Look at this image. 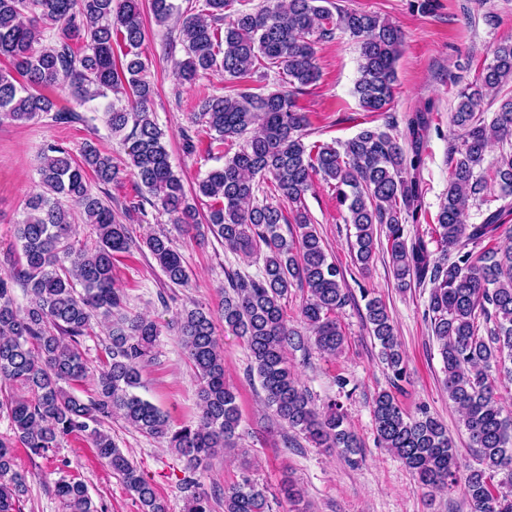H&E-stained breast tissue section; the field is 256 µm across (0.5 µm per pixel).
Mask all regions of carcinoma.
I'll use <instances>...</instances> for the list:
<instances>
[{"instance_id": "obj_1", "label": "carcinoma", "mask_w": 512, "mask_h": 512, "mask_svg": "<svg viewBox=\"0 0 512 512\" xmlns=\"http://www.w3.org/2000/svg\"><path fill=\"white\" fill-rule=\"evenodd\" d=\"M235 0H203L179 16L186 52L177 76L193 83L207 71L224 72L238 82L262 62L288 76L293 90L209 96L201 111L220 141L245 138L241 149L198 179L194 195L173 170L164 131L151 109L153 86L146 79L141 47L144 28L140 0H0V57L12 70H0V120L26 124L52 115L56 122L76 118L62 112L49 93L67 88L81 101L120 94L111 102L106 123L122 138L127 165L150 195L148 203L194 236L212 235L232 251L263 255L259 273L235 274L224 289V328L245 339L264 403L276 420L314 446L338 448L351 463L361 445L334 400L318 409L288 361L287 348H303L301 335L288 326L284 300L290 288L306 291L299 308L314 348L336 357L346 336L338 314L350 301L342 267L328 258L305 206V195L319 175L334 182L336 200L354 226V263L367 270L378 246L386 244L396 285L405 291L430 283L426 316L440 344L448 399L460 415L478 467L461 471L448 427L427 407L409 413L395 392L409 378L405 352L386 304L373 297L363 319L379 345L389 372V388L372 402L377 444L392 453L423 487L464 483L471 512H512V416L504 414L492 371L509 376L512 367V154L501 156L493 174L484 171L493 142L512 140V96L502 99L491 120L482 117L484 100L512 83V39L492 49V61L457 92L451 114L448 189L435 221L420 231L423 196L422 147L432 124L433 105L405 116V141L378 128H365L343 143L304 142L307 114L295 93L319 78L317 41L340 28L360 44L361 63L354 93L367 112H385L393 100L396 65L404 35L392 23L358 10L319 5L321 0H270L253 12L226 16ZM158 24L176 10L172 0H150ZM228 19L224 39L213 22ZM58 28L59 39L47 32ZM82 43L78 50L72 41ZM125 47L114 58L113 44ZM41 191L29 200L17 222L23 261L0 276V386H20L27 395L1 396L14 433L0 439V512H16L28 492V475L15 469L13 448L44 458L69 435L87 438L101 462L119 475L141 512H169L138 466L102 429L121 416L138 431L159 439L185 462L180 491L185 512H212V497L224 496V512H271L267 490L248 476L224 491L208 493L200 467L220 449L237 447L241 413L237 395L224 378V350L212 315L195 304L181 314L178 336L196 371L201 414L197 422L171 427L163 412L137 395L142 369L162 335L159 323L123 313L126 296L113 276L114 260L131 247L126 225L91 191L90 180L110 184L119 176L112 155L86 143L79 154L61 144L39 156ZM272 179L274 192L287 201L295 227L283 233L278 207L259 204V183ZM213 200L207 222L196 219L195 200ZM486 206L479 224L466 223L474 203ZM80 209L93 226L94 245L72 237L71 211ZM169 285L188 284L180 253L165 235L143 241ZM21 288L25 304L17 301ZM106 327L107 360L85 398L72 385L90 376L81 340L93 322ZM68 512H101L81 481L55 485Z\"/></svg>"}]
</instances>
